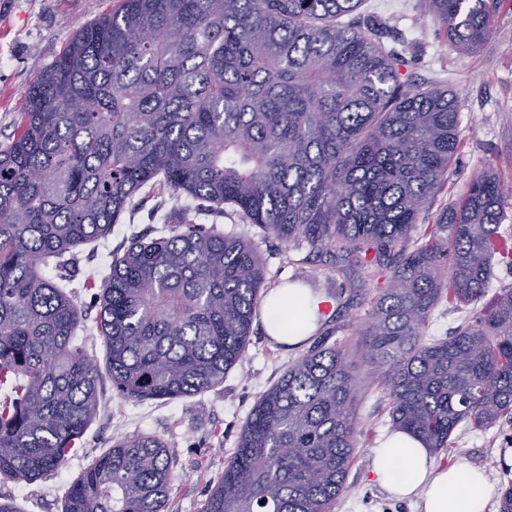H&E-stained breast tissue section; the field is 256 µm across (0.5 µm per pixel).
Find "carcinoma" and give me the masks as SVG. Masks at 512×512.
I'll use <instances>...</instances> for the list:
<instances>
[{"instance_id": "cac0c4a2", "label": "carcinoma", "mask_w": 512, "mask_h": 512, "mask_svg": "<svg viewBox=\"0 0 512 512\" xmlns=\"http://www.w3.org/2000/svg\"><path fill=\"white\" fill-rule=\"evenodd\" d=\"M361 0H121L76 33L29 87L0 148V478L59 470L98 408L99 367L60 271L112 232L139 193L194 202L112 254L97 333L126 400L222 383L250 340L265 270L230 207L308 254L341 242L364 273L390 272L366 337L392 425L435 452L462 425L512 419V287L456 335L427 342L437 304L481 299L506 197L489 171L427 225L459 144L447 89L400 81L377 33L336 24ZM466 51L498 0H427ZM340 346L319 340L253 407L202 512H333L360 422ZM166 446L114 442L72 483L64 512H168Z\"/></svg>"}]
</instances>
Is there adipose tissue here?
Segmentation results:
<instances>
[{"instance_id":"1","label":"adipose tissue","mask_w":512,"mask_h":512,"mask_svg":"<svg viewBox=\"0 0 512 512\" xmlns=\"http://www.w3.org/2000/svg\"><path fill=\"white\" fill-rule=\"evenodd\" d=\"M319 298L300 288H277L264 301L266 329L297 342L314 331ZM373 480L390 496L415 501L418 512H485L492 487L481 469L437 466L424 442L403 430L383 434L374 450Z\"/></svg>"}]
</instances>
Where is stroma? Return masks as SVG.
<instances>
[{
	"instance_id": "1",
	"label": "stroma",
	"mask_w": 512,
	"mask_h": 512,
	"mask_svg": "<svg viewBox=\"0 0 512 512\" xmlns=\"http://www.w3.org/2000/svg\"><path fill=\"white\" fill-rule=\"evenodd\" d=\"M117 5V0H0V146L8 145L15 132L31 82L77 30ZM338 22L357 29L378 28L385 50L396 59L401 81L445 87L456 96L459 148L421 223H434L442 209L462 198L479 171H493L504 190H512V0H500L487 41L471 53L459 51L449 41L424 0H362L355 12L339 17ZM179 207L167 191L133 199L111 235L79 247L70 256L63 273L71 279L69 288L83 314L85 349L102 366L98 412L58 471L31 484L1 478L0 502L13 504L18 512H63L71 484L92 460L116 440L148 434L167 447L174 476L170 512H202L211 488L224 476L256 402L308 350L305 342L293 347L275 343L259 315L241 361L223 384L173 400L129 401L117 395L104 369L106 349L96 329L98 305L84 282L104 275L107 253L124 252L133 238L150 232L151 214L171 215ZM218 225L227 232L247 231L265 267L267 289L282 287L307 258L321 290L352 298V305L330 311L324 327L331 342L347 345V362L356 380L354 408L362 430L347 474L350 491L338 498L334 512H414L412 504L389 498L370 475L372 450L391 422L358 330L367 319L366 302L383 288L388 271L364 281L357 268L343 260L339 248L311 259L306 250L288 246L271 233L243 227L233 213H225ZM473 314V306L440 302L424 329L426 340L447 339ZM455 437L452 451L437 456L438 466L466 463L485 469L496 490L512 480V452L500 453L512 437L511 423L502 420L487 429L462 426Z\"/></svg>"
}]
</instances>
